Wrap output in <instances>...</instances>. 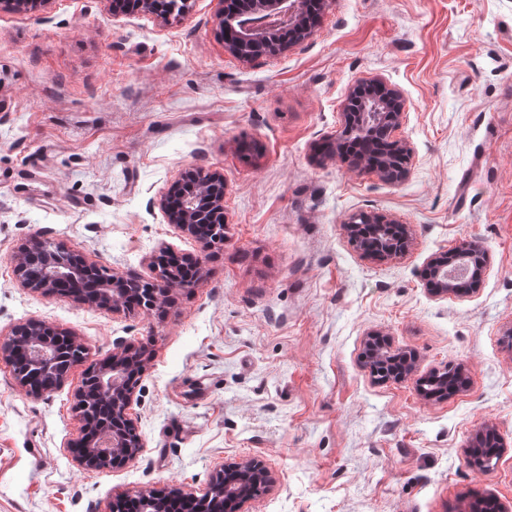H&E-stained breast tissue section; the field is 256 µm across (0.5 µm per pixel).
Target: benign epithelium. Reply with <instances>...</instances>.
<instances>
[{"instance_id": "benign-epithelium-1", "label": "benign epithelium", "mask_w": 512, "mask_h": 512, "mask_svg": "<svg viewBox=\"0 0 512 512\" xmlns=\"http://www.w3.org/2000/svg\"><path fill=\"white\" fill-rule=\"evenodd\" d=\"M189 0H175L167 7L160 0H138V10L166 17ZM305 0H257L250 17L239 19L231 15L221 19L224 25V45L227 52L244 60L250 59L245 49L255 44H272L286 30L295 33L300 42L311 35L313 25L306 19ZM370 85L383 95L385 111L380 116L391 127H398L404 117L406 100L403 94L380 78L359 79L355 86ZM344 102V124L340 136L363 133L368 128L365 114L353 119ZM196 189L175 200L167 195L159 199L158 206L167 222L182 232L195 237L203 246L212 245V233L206 230L210 217L224 213V175L199 170L194 173ZM395 220L377 213H361L344 223L347 235L362 255L373 257L385 250L395 256L409 244V231L401 226L402 239H391V225ZM468 271L460 277L448 275V254L433 257L427 264L428 291L433 297L453 295L465 297L477 290L483 278L484 264L467 263ZM97 266L84 257L57 246L39 234L28 240L22 257L17 261L16 275L22 287L43 297L69 295L90 307L117 308L122 302L125 282L108 278L102 283L90 278ZM190 282L179 281L169 270L162 269L150 284L151 298L146 308L155 304L175 287H188ZM78 342L62 344L35 333V338L11 351L9 362L19 386L27 392L41 396L61 387L70 370L83 361V356L68 358L65 351ZM125 350L112 353V357L99 367L85 373L76 401V411L83 423L79 441L70 448L78 465L87 470L120 468L134 461L142 452L143 442L128 409L135 389L127 382L128 363ZM463 374L460 367L434 371L420 380V391L430 400L448 397V382ZM261 484L270 488L274 477L259 460L247 459L224 464L215 472L205 498L213 499L212 512H223L224 502L233 503L235 512H244L252 500V487ZM142 512H166V492L151 490L140 495Z\"/></svg>"}]
</instances>
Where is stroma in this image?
I'll use <instances>...</instances> for the list:
<instances>
[{
	"mask_svg": "<svg viewBox=\"0 0 512 512\" xmlns=\"http://www.w3.org/2000/svg\"><path fill=\"white\" fill-rule=\"evenodd\" d=\"M223 10L0 0V343L36 319L86 348L42 396L0 356V512L198 496L251 458L277 483L248 512H471L476 492L512 508V0H329L310 38L248 61L224 49ZM374 76L407 100L396 182L325 150L349 88ZM199 169L225 182L209 249L157 205ZM360 213L408 225V249L363 257L344 229ZM36 232L118 278L153 279L166 250L199 255L202 280L151 311L46 298L14 272ZM469 243L480 288L431 296L429 260ZM373 331L415 353L411 375L375 381ZM118 347L147 359L129 410L144 448L85 470L69 450L76 395ZM447 365L465 388L425 399L419 379ZM486 425L507 447L484 469L471 460Z\"/></svg>",
	"mask_w": 512,
	"mask_h": 512,
	"instance_id": "35a3bbf8",
	"label": "stroma"
}]
</instances>
